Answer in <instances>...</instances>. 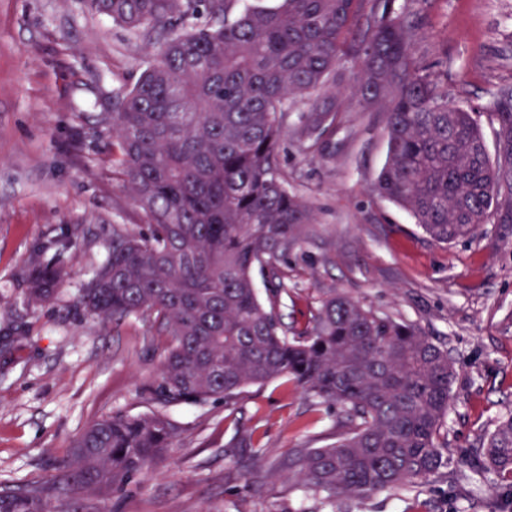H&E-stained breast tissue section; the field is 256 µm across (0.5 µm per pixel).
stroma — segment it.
<instances>
[{"mask_svg": "<svg viewBox=\"0 0 512 512\" xmlns=\"http://www.w3.org/2000/svg\"><path fill=\"white\" fill-rule=\"evenodd\" d=\"M421 20L418 59L436 63L449 101L471 107L488 147L489 112L512 85V0H397ZM145 36L82 0H0V487L50 478L90 423L153 410L164 339L147 323L103 324L76 303L106 255L112 227L146 218L112 173L114 102L148 59ZM280 166L313 222L282 265L284 324L303 326L331 292L415 324L448 350L456 377L447 474L392 494L341 500L336 512H512V489L465 475L497 412L512 404V222L491 220L451 244L426 235L372 186L386 158L383 115L344 113L326 154L283 135ZM76 241L59 251L68 235ZM62 253L57 299L31 309L30 262ZM166 414L182 431L168 454L115 497L76 495L79 512H325L288 467L350 422L313 405L284 378L232 405L181 402ZM264 447L260 463L250 443Z\"/></svg>", "mask_w": 512, "mask_h": 512, "instance_id": "35a3bbf8", "label": "stroma"}]
</instances>
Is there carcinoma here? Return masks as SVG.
Segmentation results:
<instances>
[{"mask_svg": "<svg viewBox=\"0 0 512 512\" xmlns=\"http://www.w3.org/2000/svg\"><path fill=\"white\" fill-rule=\"evenodd\" d=\"M129 31L162 41L110 118L113 174L148 223L112 226L107 256L78 291L106 323L130 318L165 336L152 398L230 403L286 377L314 404L339 407L350 432L306 448L291 466L321 504L393 493L448 467L455 380L448 350L412 323L346 293L322 300L302 327L281 322L278 263L312 223L288 191L278 143L289 129L327 148L352 103L385 114L386 160L374 190L440 243L470 237L512 194V86L490 108L488 152L472 109L414 56L419 25L396 0H84ZM356 68L346 85L343 63ZM307 108L290 119L292 107ZM268 278L262 302L254 271ZM62 259H36L24 302L61 291ZM166 414L115 413L76 438L59 475L0 490V512H72L71 494L109 497L172 448ZM479 473L512 488V407L475 449Z\"/></svg>", "mask_w": 512, "mask_h": 512, "instance_id": "carcinoma-1", "label": "carcinoma"}]
</instances>
